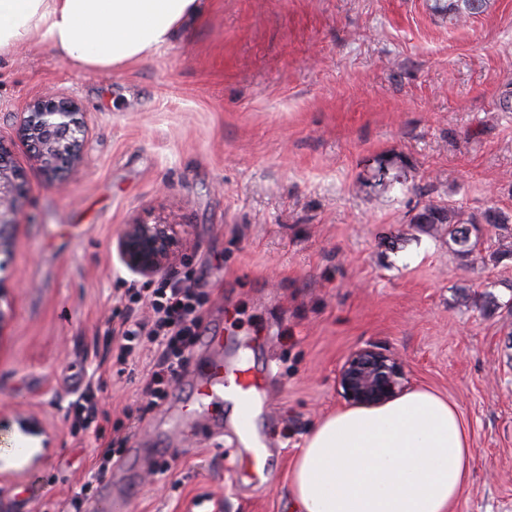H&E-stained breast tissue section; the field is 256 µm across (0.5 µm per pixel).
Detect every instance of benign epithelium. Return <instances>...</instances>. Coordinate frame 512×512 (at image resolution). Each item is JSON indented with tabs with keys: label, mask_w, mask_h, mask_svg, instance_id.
I'll return each instance as SVG.
<instances>
[{
	"label": "benign epithelium",
	"mask_w": 512,
	"mask_h": 512,
	"mask_svg": "<svg viewBox=\"0 0 512 512\" xmlns=\"http://www.w3.org/2000/svg\"><path fill=\"white\" fill-rule=\"evenodd\" d=\"M82 134L77 105L69 98L37 99L24 113L21 135L51 179L60 174L62 165H72L80 159ZM16 179L10 151L0 141V248L7 229L17 223L16 196L20 191ZM116 248L132 273L152 279L168 269L182 248V241L176 226L158 217L124 225ZM410 388L405 361L375 345L353 349L336 368L337 393L351 407L382 406Z\"/></svg>",
	"instance_id": "obj_1"
}]
</instances>
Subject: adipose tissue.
<instances>
[{
  "instance_id": "adipose-tissue-1",
  "label": "adipose tissue",
  "mask_w": 512,
  "mask_h": 512,
  "mask_svg": "<svg viewBox=\"0 0 512 512\" xmlns=\"http://www.w3.org/2000/svg\"><path fill=\"white\" fill-rule=\"evenodd\" d=\"M202 0H0V55L51 44L67 63L111 70L155 53ZM455 404L427 389L324 417L297 454V512H454L471 480Z\"/></svg>"
}]
</instances>
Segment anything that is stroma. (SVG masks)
Returning <instances> with one entry per match:
<instances>
[{
  "label": "stroma",
  "mask_w": 512,
  "mask_h": 512,
  "mask_svg": "<svg viewBox=\"0 0 512 512\" xmlns=\"http://www.w3.org/2000/svg\"><path fill=\"white\" fill-rule=\"evenodd\" d=\"M510 90L512 0L458 25L427 0H204L168 45L109 72L44 42L1 55L0 142L22 192L0 248V512H76L87 481L77 512H294L292 462L342 408L336 368L366 344L456 404L473 464L455 512H512V224L482 227L467 256L410 222L432 201L512 214ZM52 95L86 128L54 181L19 134ZM399 158L406 181L361 187ZM149 216L179 227L170 278L204 292L201 339L155 406L154 351L121 373L112 345L116 295L146 285L116 236ZM217 331L225 361L270 372L255 422L271 475L256 484L228 410L181 413ZM116 436L120 457L94 479Z\"/></svg>",
  "instance_id": "35a3bbf8"
}]
</instances>
